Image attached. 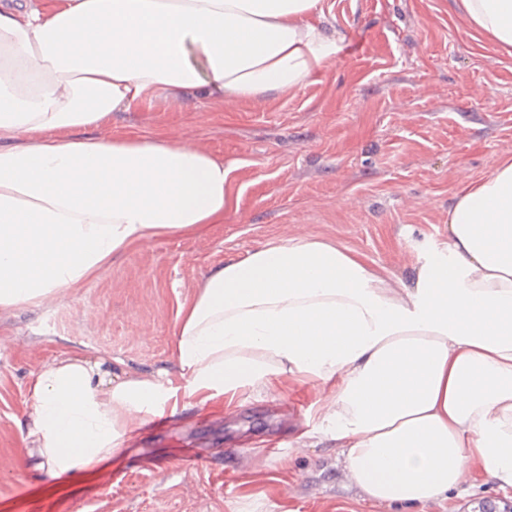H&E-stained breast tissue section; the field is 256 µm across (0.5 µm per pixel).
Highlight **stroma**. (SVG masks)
Returning a JSON list of instances; mask_svg holds the SVG:
<instances>
[{"mask_svg":"<svg viewBox=\"0 0 512 512\" xmlns=\"http://www.w3.org/2000/svg\"><path fill=\"white\" fill-rule=\"evenodd\" d=\"M341 50L306 85L260 102H158L99 128L150 132L233 165L215 224L113 257L83 288L0 313V512H397L365 499L335 442L309 439L331 396L276 381L232 405L186 399L135 427L101 478L41 480L25 439L29 381L80 351L113 372L177 375L180 303L213 268L273 239L315 236L411 283L448 242L464 184L512 156V54L479 33L458 0H326ZM199 463L181 464L186 450ZM512 487L466 475L457 495L407 512H473Z\"/></svg>","mask_w":512,"mask_h":512,"instance_id":"stroma-1","label":"stroma"}]
</instances>
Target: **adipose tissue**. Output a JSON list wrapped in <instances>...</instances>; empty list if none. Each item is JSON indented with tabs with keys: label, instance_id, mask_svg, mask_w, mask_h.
<instances>
[{
	"label": "adipose tissue",
	"instance_id": "obj_1",
	"mask_svg": "<svg viewBox=\"0 0 512 512\" xmlns=\"http://www.w3.org/2000/svg\"><path fill=\"white\" fill-rule=\"evenodd\" d=\"M512 47V0H460ZM325 0H0V310L83 287L128 247L224 214L223 159L96 136L159 100L258 101L338 51ZM178 377L68 356L30 381L26 438L57 483L125 453L133 418L279 378L331 384L311 437L369 500L448 498L469 464L512 487V157L465 186L412 284L316 237L214 268L180 305Z\"/></svg>",
	"mask_w": 512,
	"mask_h": 512
}]
</instances>
